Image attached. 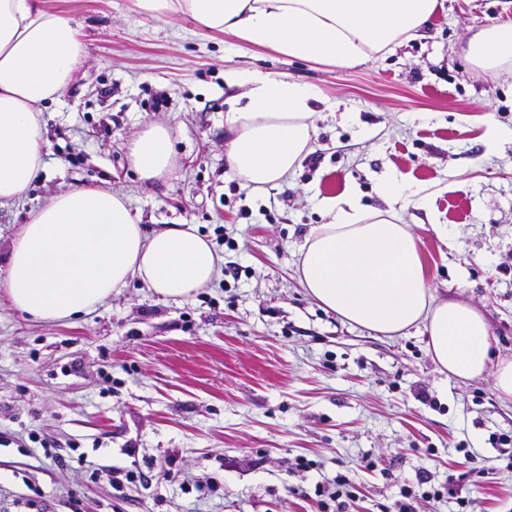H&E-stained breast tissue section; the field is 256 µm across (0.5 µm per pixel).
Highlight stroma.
<instances>
[{"label": "stroma", "instance_id": "obj_1", "mask_svg": "<svg viewBox=\"0 0 512 512\" xmlns=\"http://www.w3.org/2000/svg\"><path fill=\"white\" fill-rule=\"evenodd\" d=\"M441 2L415 36L336 68L185 16L156 20L133 0H46L81 23L88 53L42 107L44 169L0 206V279L28 213L86 185L125 194L147 231L193 225L224 270L177 300L131 279L66 324L0 306V512H323L315 488L335 492L339 474L355 487L344 512H455L422 495L451 476L477 512H512V444L499 442L512 403L491 376L439 373L424 329L389 337L344 323L296 273L323 198L351 189L385 210L378 184L399 174L428 196L400 216L432 294L474 305L495 351L512 355V62L467 59L472 36L512 22V0ZM255 67L336 105L316 121L314 151L261 192L224 159V114L242 104L224 75ZM485 112L503 137L486 136ZM150 120L170 127L175 167L145 186L127 151ZM302 457L312 469L297 468ZM108 466L136 478H91ZM188 476L218 489L183 491Z\"/></svg>", "mask_w": 512, "mask_h": 512}]
</instances>
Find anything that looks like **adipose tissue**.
<instances>
[{
  "instance_id": "ef3b65f1",
  "label": "adipose tissue",
  "mask_w": 512,
  "mask_h": 512,
  "mask_svg": "<svg viewBox=\"0 0 512 512\" xmlns=\"http://www.w3.org/2000/svg\"><path fill=\"white\" fill-rule=\"evenodd\" d=\"M157 19L189 16L199 29L227 33L246 46L291 58L353 67L426 26L439 0H135ZM87 46L78 24L44 9L41 0H0V203L21 198L43 169L48 147L44 101L68 88ZM471 62L491 69L512 62V22L474 36ZM245 87L244 107L225 113L224 156L230 172L254 190L284 181L314 149L318 93L260 69L231 71ZM128 159L141 182L174 166L169 126L145 124ZM380 193L390 207L362 204L349 191L322 201L325 223L298 249L306 293L345 321L385 336L423 325L440 372L460 380L491 375L512 401V359L492 360L490 325L474 306L435 301L417 239L397 208L425 204L420 187L389 175ZM222 258L194 227L146 232L127 197L106 187H80L30 212L13 239L0 304L39 321H61L105 306L130 278L166 299L212 283Z\"/></svg>"
}]
</instances>
